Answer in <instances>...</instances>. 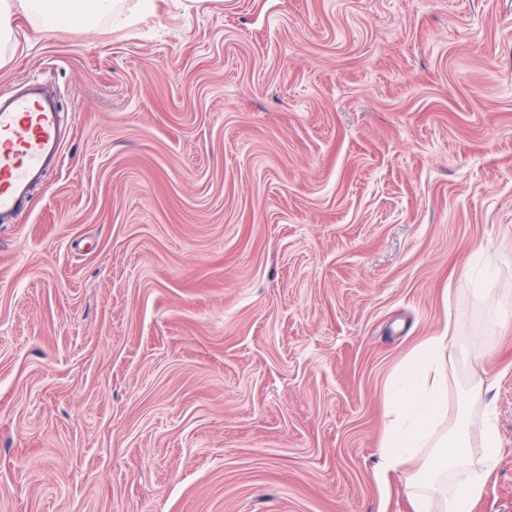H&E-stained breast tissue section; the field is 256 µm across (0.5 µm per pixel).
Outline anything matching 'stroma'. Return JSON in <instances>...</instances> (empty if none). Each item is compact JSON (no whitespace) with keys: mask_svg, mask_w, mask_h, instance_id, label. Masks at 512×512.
<instances>
[{"mask_svg":"<svg viewBox=\"0 0 512 512\" xmlns=\"http://www.w3.org/2000/svg\"><path fill=\"white\" fill-rule=\"evenodd\" d=\"M14 27L63 146L0 224V512H414L385 387L448 322L512 512V0ZM460 283L467 287H473L467 288V290L470 292L473 299L478 302L486 301L495 287V283L490 274H485L481 279L475 280L474 268L471 266L467 267L466 265L462 268Z\"/></svg>","mask_w":512,"mask_h":512,"instance_id":"stroma-1","label":"stroma"}]
</instances>
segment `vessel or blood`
Segmentation results:
<instances>
[{
  "label": "vessel or blood",
  "mask_w": 512,
  "mask_h": 512,
  "mask_svg": "<svg viewBox=\"0 0 512 512\" xmlns=\"http://www.w3.org/2000/svg\"><path fill=\"white\" fill-rule=\"evenodd\" d=\"M53 101L35 76L0 93V219L13 214L30 187L61 158Z\"/></svg>",
  "instance_id": "1"
}]
</instances>
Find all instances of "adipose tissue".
<instances>
[{
    "label": "adipose tissue",
    "instance_id": "1",
    "mask_svg": "<svg viewBox=\"0 0 512 512\" xmlns=\"http://www.w3.org/2000/svg\"><path fill=\"white\" fill-rule=\"evenodd\" d=\"M23 14L39 30L94 31L102 20L122 24L156 14V0H0V64L15 42L13 20ZM450 328L425 338L414 353L397 366L389 395V424L381 446L382 467L391 470L430 462L414 485L415 512H471L488 474L496 465L498 443L492 419H485L479 440L467 429L441 433L448 416L446 351ZM479 471H469L471 457Z\"/></svg>",
    "mask_w": 512,
    "mask_h": 512
}]
</instances>
